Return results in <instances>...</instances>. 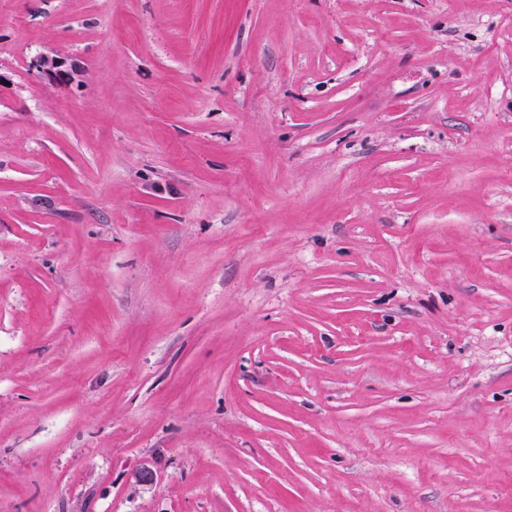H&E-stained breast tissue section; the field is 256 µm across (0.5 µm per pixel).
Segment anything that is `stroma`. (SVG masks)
Instances as JSON below:
<instances>
[{
    "mask_svg": "<svg viewBox=\"0 0 512 512\" xmlns=\"http://www.w3.org/2000/svg\"><path fill=\"white\" fill-rule=\"evenodd\" d=\"M0 512H512V0H0Z\"/></svg>",
    "mask_w": 512,
    "mask_h": 512,
    "instance_id": "stroma-1",
    "label": "stroma"
}]
</instances>
